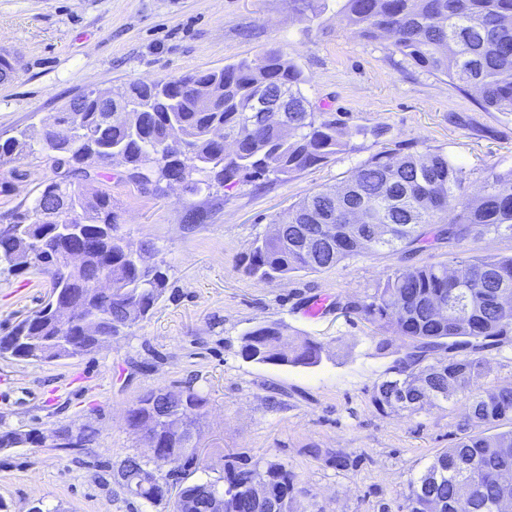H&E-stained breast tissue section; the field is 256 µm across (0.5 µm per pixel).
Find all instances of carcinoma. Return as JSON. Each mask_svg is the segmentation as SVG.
Instances as JSON below:
<instances>
[{
  "label": "carcinoma",
  "mask_w": 512,
  "mask_h": 512,
  "mask_svg": "<svg viewBox=\"0 0 512 512\" xmlns=\"http://www.w3.org/2000/svg\"><path fill=\"white\" fill-rule=\"evenodd\" d=\"M341 22L359 37L391 33L405 60L447 79L454 90L477 94L486 111L512 113V0H343ZM306 77L278 52L241 59L208 70L152 83L129 82L91 90L54 116L80 133L32 143L25 132L0 141V161L24 152L40 153L54 173L32 202L12 211L0 232V273L35 268L51 290L67 297L79 321L65 326L43 306L0 336V354L17 359L57 361L95 349L94 334L123 336L147 319L167 287L160 265H146L148 243L134 250L116 234L112 195L92 187L101 169L118 162L128 179L148 188L180 181L190 192L230 187L251 178L287 179L326 163L345 151L355 135L377 139L388 129H349L329 112L309 106ZM296 111L284 118L266 112L251 119L242 108L281 90ZM465 167L442 148L420 152L390 149L373 155L340 184L312 192L291 206L288 218L254 241L244 272L265 280L298 272H321L368 251L408 258L442 244L486 236L512 238V167L490 168L483 193L470 196ZM458 213L448 220V208ZM79 232L78 264L68 262L65 241ZM330 233L332 251L308 253L297 247L298 230ZM107 278L108 293L96 288ZM448 304L445 316L431 305ZM382 334L406 341L395 359L396 374L376 385L372 403L382 412L417 413L470 392L462 437L437 454L408 483L405 512H499L512 497V382L492 392L477 389L485 363L478 353L512 336V255L460 258L398 269L378 282L357 307ZM470 350L463 357L430 361L441 350ZM324 344L294 334L283 322L258 326L242 337L243 358L264 364L311 367L320 364ZM206 398L191 387L150 392L129 409L128 425L151 433L155 458L181 468L196 463L194 420L187 410ZM144 464L135 457L120 466L131 497L148 504L164 499L157 485L132 488ZM262 480L269 500L259 502L250 486ZM215 481L179 487L172 512H305L295 473L270 462L224 468V508L210 496Z\"/></svg>",
  "instance_id": "cac0c4a2"
}]
</instances>
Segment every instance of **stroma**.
Segmentation results:
<instances>
[{"mask_svg":"<svg viewBox=\"0 0 512 512\" xmlns=\"http://www.w3.org/2000/svg\"><path fill=\"white\" fill-rule=\"evenodd\" d=\"M321 14L291 0H0V54L15 62L0 82V139L38 133L69 101L90 90L221 68L276 49L298 63L314 109L347 125L384 126L357 137L326 164L276 182L255 180L193 194L131 185L123 167L107 179L117 232L149 242L168 286L147 320L82 357L55 362L0 355V433L36 429L46 444L0 448V512L42 505L61 512H171L124 492L130 456L153 463L126 411L150 391L194 387L207 399L198 420V464L187 482L217 480L226 462H278L309 492L311 512H402L410 478L457 443L467 394L421 412L384 413L374 386L392 376L403 342L377 334L356 308L395 269L448 261L450 254L510 255L512 239L489 236L441 245L409 258L368 253L318 273L269 283L246 275L253 241L268 234L305 195L340 184L388 149L453 151L481 193L488 168L512 166V114L487 112L474 96L395 53L391 38L362 39L337 19L342 0ZM51 169L39 155L0 167V216L28 203ZM199 218L185 220L189 208ZM49 283L28 269L0 274V336L41 307ZM324 297L317 318L304 310ZM282 322L324 344L314 367L257 364L240 355L249 330ZM94 430L82 448L55 431ZM345 454L356 467L339 470Z\"/></svg>","mask_w":512,"mask_h":512,"instance_id":"obj_1","label":"stroma"}]
</instances>
